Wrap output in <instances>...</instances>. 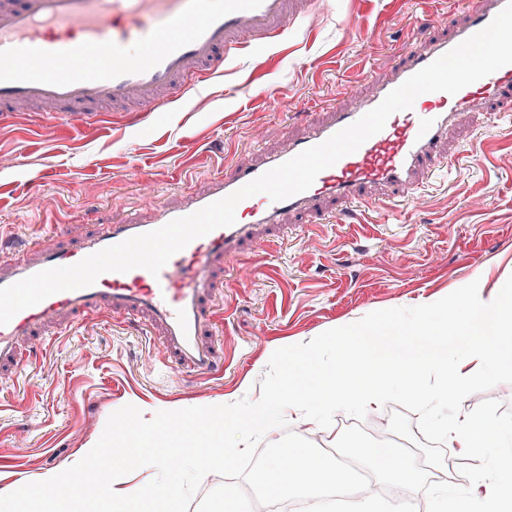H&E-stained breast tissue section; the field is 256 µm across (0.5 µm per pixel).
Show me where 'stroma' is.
I'll use <instances>...</instances> for the list:
<instances>
[{
    "label": "stroma",
    "mask_w": 512,
    "mask_h": 512,
    "mask_svg": "<svg viewBox=\"0 0 512 512\" xmlns=\"http://www.w3.org/2000/svg\"><path fill=\"white\" fill-rule=\"evenodd\" d=\"M466 0H408L390 13L374 0L369 32L351 33L359 0H317L290 25L288 49L256 83L244 55L218 70L199 101L160 112L111 108L105 126L68 138L35 112H0V239L18 250L70 245L96 224L143 218L179 201L184 184L205 188L231 166L279 148L345 101L349 83L370 89L406 48L428 35L423 18L461 12ZM452 173L430 176L408 210L370 212L361 226L284 217L263 242L217 264L208 297L221 371L174 374L160 333L133 315H61L54 330L24 337L26 380L0 368V487L77 463L125 405L145 419L160 410L231 404L261 394L272 353L390 308L430 304L481 279L493 300L512 277V123L477 116L451 144ZM141 179H133L132 170ZM251 272L247 287L239 271Z\"/></svg>",
    "instance_id": "1"
}]
</instances>
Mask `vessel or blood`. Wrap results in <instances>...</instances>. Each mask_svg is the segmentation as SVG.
<instances>
[{"label": "vessel or blood", "instance_id": "1", "mask_svg": "<svg viewBox=\"0 0 512 512\" xmlns=\"http://www.w3.org/2000/svg\"><path fill=\"white\" fill-rule=\"evenodd\" d=\"M315 0H0V111L31 105L61 125L100 124L102 105L135 103L161 110L166 96L193 93L231 61L285 46L289 25L306 18ZM507 0H474L467 14L444 13L435 33L405 51L400 62L376 79L371 92L357 86L336 112L311 121L305 134L284 146L234 166L202 191L185 187L174 205L153 207L145 221L99 225L82 243L49 247L36 255L8 252L0 287L42 270L69 266L130 237L161 228L222 199L264 172L317 145L378 106L412 75L485 28ZM512 111V65L462 88L456 94L418 96L411 109L392 114L384 129L356 152L321 171L305 192L282 201L258 194L241 201L233 225L214 229L173 255L159 274L137 268L107 272L94 284L55 293L0 325V363L26 372L19 340L61 313L127 312L157 325L166 352L191 372L216 367L206 340V284L215 263L256 230L283 216L316 217L324 202H352L350 218L392 197L417 202L416 186L432 159L441 155L457 126L480 114Z\"/></svg>", "mask_w": 512, "mask_h": 512}]
</instances>
